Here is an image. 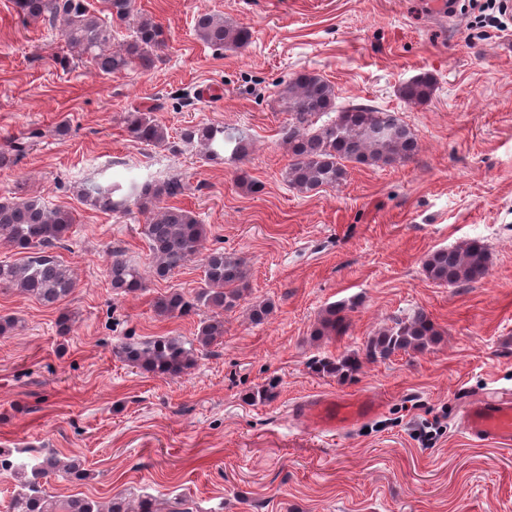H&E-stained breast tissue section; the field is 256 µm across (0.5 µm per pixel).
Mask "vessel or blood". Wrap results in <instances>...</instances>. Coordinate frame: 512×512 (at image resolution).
Segmentation results:
<instances>
[{"label": "vessel or blood", "instance_id": "vessel-or-blood-1", "mask_svg": "<svg viewBox=\"0 0 512 512\" xmlns=\"http://www.w3.org/2000/svg\"><path fill=\"white\" fill-rule=\"evenodd\" d=\"M376 409V401L369 398L350 401L322 397L297 403L292 415L297 420L311 418L320 432L333 435ZM460 427L472 440L506 449L512 447V390L493 389L470 399Z\"/></svg>", "mask_w": 512, "mask_h": 512}]
</instances>
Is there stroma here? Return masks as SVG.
<instances>
[{
    "mask_svg": "<svg viewBox=\"0 0 512 512\" xmlns=\"http://www.w3.org/2000/svg\"><path fill=\"white\" fill-rule=\"evenodd\" d=\"M164 30L149 71L104 75L72 58L59 27L26 23L0 0V149L38 131L0 196L39 197L76 222L59 261L75 277L56 304L0 288V448L42 445L79 460L89 476L51 478L58 498L100 503L141 497L155 512H512V449L470 440L465 400L512 388V30L470 35L469 18L441 22L430 0H136ZM219 13L248 27L249 45L216 51L194 19ZM309 71L336 88L337 107L392 112L418 142L409 161L347 163L345 181L301 193L283 179L288 113L280 81ZM427 72L432 98L406 102L402 84ZM152 108L169 142L131 138L127 112ZM245 127L246 157L213 162L184 144L182 129ZM179 178L173 205L208 228V248L247 259L248 288L224 311V337L182 377L133 367L115 345L154 336L192 341L197 315L159 318L155 299L196 291L200 260L146 290L118 295L113 251L141 269L150 252L135 204L104 213L78 194L87 180L126 184ZM260 192L242 188L241 179ZM479 238L487 277L465 288L430 280L432 251ZM350 303L341 336H315L322 310ZM268 302L270 316L249 318ZM424 311L438 340L421 351L363 363L352 378L315 373L314 360L362 353L369 337ZM74 322L61 333L58 320ZM271 399L247 396L268 383ZM371 394L379 411L339 435L296 424L291 403L317 395ZM448 427L435 445L414 433L434 415Z\"/></svg>",
    "mask_w": 512,
    "mask_h": 512,
    "instance_id": "35a3bbf8",
    "label": "stroma"
}]
</instances>
